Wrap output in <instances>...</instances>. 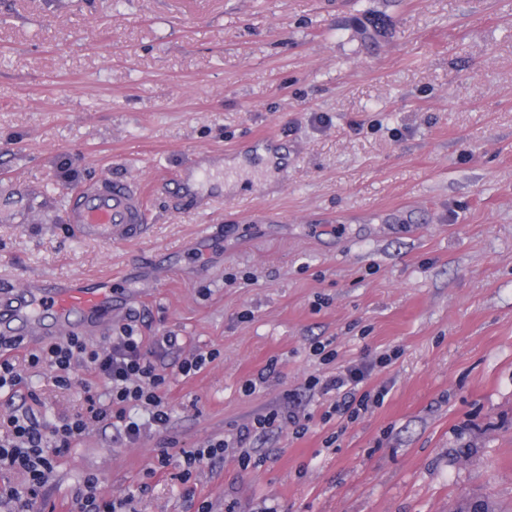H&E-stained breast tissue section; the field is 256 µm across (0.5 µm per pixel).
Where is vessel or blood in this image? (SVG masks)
Instances as JSON below:
<instances>
[{"label": "vessel or blood", "instance_id": "vessel-or-blood-1", "mask_svg": "<svg viewBox=\"0 0 512 512\" xmlns=\"http://www.w3.org/2000/svg\"><path fill=\"white\" fill-rule=\"evenodd\" d=\"M176 182L185 202L224 191L220 172L204 165L180 172ZM65 217L75 234L109 242L140 233L145 206L138 185L104 176L71 194ZM132 303L108 279L31 280L0 290V336L31 342L79 331L96 335L111 326L114 311Z\"/></svg>", "mask_w": 512, "mask_h": 512}]
</instances>
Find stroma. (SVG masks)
Wrapping results in <instances>:
<instances>
[{
	"instance_id": "stroma-1",
	"label": "stroma",
	"mask_w": 512,
	"mask_h": 512,
	"mask_svg": "<svg viewBox=\"0 0 512 512\" xmlns=\"http://www.w3.org/2000/svg\"><path fill=\"white\" fill-rule=\"evenodd\" d=\"M266 135L273 170L241 153ZM207 157L223 196L177 207L176 173ZM105 175L140 187L141 234L67 224ZM39 276L126 288L113 327L178 338L159 367L216 355L173 379L168 430L96 429L58 457L45 512H76L91 475L126 512H512V0H0V282ZM384 353L383 404L325 418L306 380ZM101 388L33 371L0 414L33 393L51 422ZM290 406L302 437L181 483L185 451Z\"/></svg>"
}]
</instances>
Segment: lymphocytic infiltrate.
<instances>
[{"label": "lymphocytic infiltrate", "mask_w": 512, "mask_h": 512, "mask_svg": "<svg viewBox=\"0 0 512 512\" xmlns=\"http://www.w3.org/2000/svg\"><path fill=\"white\" fill-rule=\"evenodd\" d=\"M177 345L173 336H159L146 342L135 325L125 324L107 345L93 346L85 337L61 336L18 356L11 343L0 346V391L16 392L26 382L27 370H49L56 385L68 387L74 370L85 366L103 380L105 401L89 406L87 412L60 417L56 422H40L34 414L23 411L0 417V471L23 474L22 484L10 488L5 498L11 512H35L38 498L57 458L89 431L93 424L109 422L120 425L129 440H136L144 423L168 428L171 412L165 401L170 375L155 360L167 355ZM372 364L360 363L335 374L311 377L310 388L334 399L333 409L356 418L369 406L381 405L387 388L368 391L365 384ZM291 428L293 435H303L307 425L295 411H274L256 418L229 440L214 438L203 446L184 452L182 481H189L202 464L224 456L228 448L239 449L242 466H249L247 446L252 438L273 429Z\"/></svg>", "instance_id": "1"}]
</instances>
